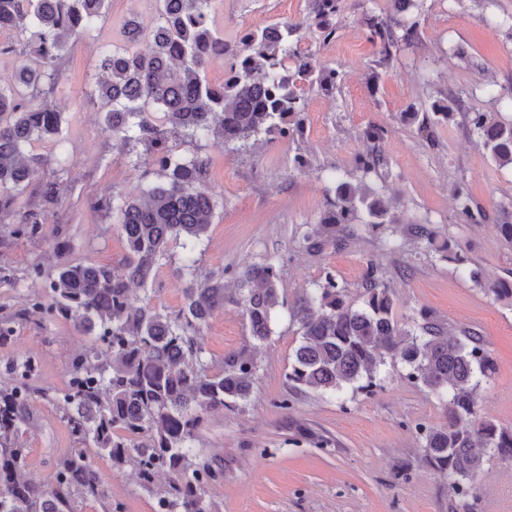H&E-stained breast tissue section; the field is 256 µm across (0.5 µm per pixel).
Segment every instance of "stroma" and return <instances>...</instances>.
<instances>
[{"label":"stroma","instance_id":"stroma-1","mask_svg":"<svg viewBox=\"0 0 512 512\" xmlns=\"http://www.w3.org/2000/svg\"><path fill=\"white\" fill-rule=\"evenodd\" d=\"M420 35L386 64L368 39L366 18H393L391 0H343L336 37L320 43L308 30L305 48L336 67L343 81L334 96L311 94L302 140L259 143L244 153L211 140L203 153L211 160L210 181L223 200L197 254L201 271H224L234 288L235 269L269 255L283 267L288 299L333 274L351 300H359L367 266H375L398 302L400 314L429 310L451 330L472 328L483 337L496 364L490 382L479 389L481 416L512 429V302L495 300L465 279L438 251H426L410 224L428 221L439 242L458 245L480 267L485 282L512 283V241L492 224L460 219L451 196L455 182H467L489 215L512 201V168L499 167L477 144L462 118L429 127L405 122L402 112L429 103L449 91H466V107L499 112L495 97L512 92V0H418ZM307 0H213L211 20L225 44L237 45L244 32L269 24H302ZM137 17L145 29L157 21L156 0H107L97 29L67 53L53 103L66 114V150L72 165L60 183L59 200L39 238L0 237V275L18 286L0 285V318L24 309L33 286L29 267L51 277L59 263L83 261L121 268L125 243L118 212L92 208L94 199L132 189L151 166L142 147L113 139L103 116L88 104L105 52L123 47V27ZM386 126L381 144L387 159L383 183L400 223L372 229L359 224L344 242L321 251L302 248L307 225L317 223L328 203V175L352 170L367 151L371 124ZM309 165L296 170L295 153ZM183 250L172 244L154 288V302L168 312L182 305L179 268ZM299 341L298 327L281 314L269 342L256 345L240 308L228 305L202 330L209 359L253 350L258 364L253 393L241 409H216L205 416L195 441L198 451L218 460L223 478L207 488L212 512H450L448 480L426 467L419 423H445L444 406L427 389L408 382L400 364H387L381 387L369 393L334 398L295 394L286 374ZM90 339L64 321L16 323L10 340L0 344V382L4 364L29 355L39 362L38 387L60 389L68 382L69 362ZM290 401L283 409L282 401ZM36 420L28 433V471L47 480L58 455L72 441L55 409L42 397L33 401ZM332 442L322 450L293 443L297 427ZM102 482L123 512H153L154 499L142 491L132 470H113L96 461ZM473 512H512V462L491 463L472 500Z\"/></svg>","mask_w":512,"mask_h":512}]
</instances>
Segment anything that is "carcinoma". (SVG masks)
I'll list each match as a JSON object with an SVG mask.
<instances>
[{
  "label": "carcinoma",
  "instance_id": "cac0c4a2",
  "mask_svg": "<svg viewBox=\"0 0 512 512\" xmlns=\"http://www.w3.org/2000/svg\"><path fill=\"white\" fill-rule=\"evenodd\" d=\"M107 0H0V31L17 41L0 43V55H21L15 83L0 86V218L9 235L36 238L58 201L60 178L70 169L64 148V112L48 104L59 89L65 53L90 35ZM308 25L326 43L336 37L343 0H308ZM400 18L373 15L368 39L380 61L390 60L420 33L416 0H398ZM211 0H157V22L143 51L104 56L101 76L86 93L104 111V130L153 158L146 187L99 198L95 208L119 212L125 241L123 269L65 262L33 293L25 320L64 319L94 337L75 354L70 379L60 390L38 391L36 359L21 355L8 362L0 386V512H80L88 498L105 512H119L106 496L93 459L107 457L115 470L131 468L154 498L155 512H212L205 488L222 470L211 457L193 452L210 410L236 408L249 398L259 364L241 350L213 366L201 343V330L224 305L242 309L253 340L272 336L279 313L289 309L300 339L289 362L288 385L295 392L368 391L381 384L387 361L399 363L408 381L428 389L444 405L441 426L419 424L422 460L445 476L454 493L452 512H472L476 482L492 459H512V430L480 417L478 392L495 372V362L477 333L457 335L423 310L400 319L397 302L370 266L360 302L328 273L324 280L288 304L283 272L267 257L245 267L237 292L224 287V272L199 273L195 252L213 222L217 194L209 185V158L199 150L180 153L173 142L219 140L244 151L264 140L293 141L303 136L307 95H331L342 76L300 47L299 25L274 23L251 30L231 50L224 82L212 84L207 72L224 61V36L210 21ZM465 91H448L430 111L449 121L463 112L470 132L491 160L512 166V123L493 112L463 110ZM53 143L50 153L35 144ZM386 166L372 148L360 155L355 172L335 173L327 209L305 230L308 250L336 242L347 224L373 228L396 224L390 200L376 185ZM34 187L32 197L23 199ZM453 199L468 224L489 220L469 185L457 182ZM494 225L512 240V204L502 206ZM184 250L183 303L175 312L152 304L150 293L171 243ZM441 250L469 280L482 273L463 253ZM41 395L59 413L75 447L56 460L44 482L31 479L26 448L34 425L31 403ZM169 477L157 486L160 475Z\"/></svg>",
  "mask_w": 512,
  "mask_h": 512
}]
</instances>
